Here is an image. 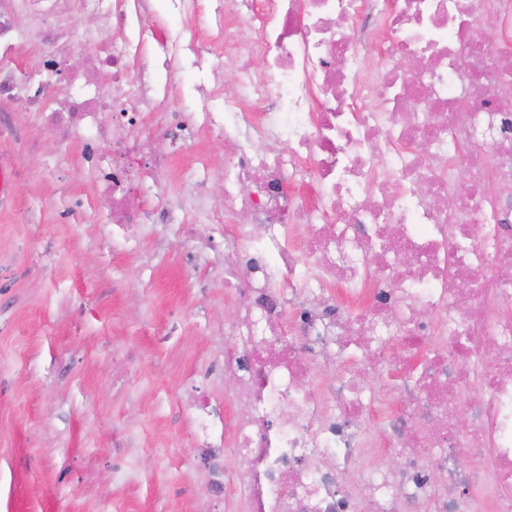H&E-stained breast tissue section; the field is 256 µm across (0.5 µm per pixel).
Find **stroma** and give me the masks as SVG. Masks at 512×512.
<instances>
[{
  "instance_id": "stroma-1",
  "label": "stroma",
  "mask_w": 512,
  "mask_h": 512,
  "mask_svg": "<svg viewBox=\"0 0 512 512\" xmlns=\"http://www.w3.org/2000/svg\"><path fill=\"white\" fill-rule=\"evenodd\" d=\"M213 5L196 0L180 15L156 0L155 23L200 31ZM175 65L186 104L205 90L223 109L232 70L217 87L190 58ZM0 118L22 128L0 133V166L25 173L0 201V512H227L209 493L188 411L206 393L223 422L235 414L224 400V323L236 305L223 257L185 264L172 226L146 225L137 249L115 254L100 230L106 214L58 222L97 190L80 145L59 150L36 114L4 103ZM202 179L220 208L224 137L203 130L141 194L179 199Z\"/></svg>"
}]
</instances>
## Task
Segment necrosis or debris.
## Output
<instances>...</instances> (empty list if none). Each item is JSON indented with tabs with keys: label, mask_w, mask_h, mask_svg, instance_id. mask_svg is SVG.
<instances>
[{
	"label": "necrosis or debris",
	"mask_w": 512,
	"mask_h": 512,
	"mask_svg": "<svg viewBox=\"0 0 512 512\" xmlns=\"http://www.w3.org/2000/svg\"><path fill=\"white\" fill-rule=\"evenodd\" d=\"M80 7L103 24L70 67L62 0H0V100L41 113L60 145L79 139L112 192L113 248L155 223L135 190L170 171L172 146L195 126L224 136V206L209 211L231 227L239 412L221 447L211 400L191 403L211 494L232 486L243 512H512V0H225L190 35L150 32L153 0ZM150 36L234 70L222 111L144 127L180 93L142 60ZM35 46L42 66L24 67Z\"/></svg>",
	"instance_id": "obj_1"
}]
</instances>
